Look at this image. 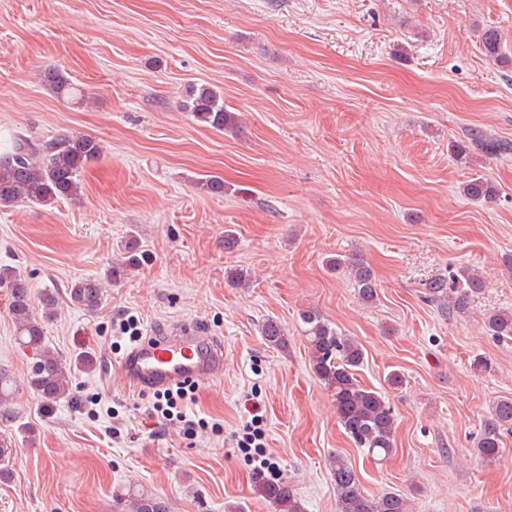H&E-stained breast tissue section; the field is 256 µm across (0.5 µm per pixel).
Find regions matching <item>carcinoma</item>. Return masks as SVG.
Listing matches in <instances>:
<instances>
[{
    "mask_svg": "<svg viewBox=\"0 0 512 512\" xmlns=\"http://www.w3.org/2000/svg\"><path fill=\"white\" fill-rule=\"evenodd\" d=\"M487 57L504 62L502 35L496 29H487L481 37ZM43 83L58 98L81 93L57 69L43 73ZM182 109L190 112L194 121L220 132L239 133L242 125L239 116L224 107L220 92L206 86H192L182 100ZM470 140L489 155L512 154V141H488L482 132L474 130ZM101 148L96 139L81 133L70 132L42 140L16 132L10 148L0 153V206L17 203L49 206L60 199L76 198L81 192V172L90 162L99 158ZM465 193L474 200L491 199L495 189L486 174H478L465 186ZM126 261L111 268L107 278L119 275L127 266H137L141 257L137 240L130 239L125 246ZM333 270H347L354 283L358 298L364 303L378 299V288L372 270L354 257L328 260ZM484 287L475 272L460 268L446 279L433 281L427 286L432 299L448 306L451 311H463L471 297ZM0 288L9 289L10 313L15 327L16 340L23 348L31 349L29 384L47 412L63 398H71L70 368L46 344L44 322L51 319L55 296L45 291L40 297L44 309L42 316L34 313L32 286L28 278L13 267H0ZM103 296L102 283L95 278H85L72 284L71 300L87 309L99 306ZM305 326L304 337L310 351L313 371L332 397L336 416L355 445L375 460H386L394 450L395 420L385 397L378 391L361 384L357 371L364 363V350L352 338L343 334L318 312L307 310L301 314ZM489 335L512 336V312L503 311L485 319ZM266 343L274 348L288 347V336L281 323L267 320L261 328ZM15 388L9 373L0 369V422H16L12 402ZM512 425V399L496 402L493 417L485 426L477 442L478 455L485 461L495 460L501 453L499 430ZM12 442L0 436V478L9 475L8 461L12 455ZM332 479L336 489L339 512H410L408 498L397 492L368 496L361 489L359 477L350 461L341 454L332 460ZM260 495L276 512H306L293 485L286 480H260ZM126 507L130 512H170L167 502L142 490L128 494Z\"/></svg>",
    "mask_w": 512,
    "mask_h": 512,
    "instance_id": "carcinoma-1",
    "label": "carcinoma"
}]
</instances>
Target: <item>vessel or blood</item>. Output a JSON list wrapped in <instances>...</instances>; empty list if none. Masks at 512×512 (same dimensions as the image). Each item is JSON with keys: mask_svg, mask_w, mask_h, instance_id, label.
Masks as SVG:
<instances>
[{"mask_svg": "<svg viewBox=\"0 0 512 512\" xmlns=\"http://www.w3.org/2000/svg\"><path fill=\"white\" fill-rule=\"evenodd\" d=\"M223 365L222 343L201 324L183 321L140 340L120 361L119 370L133 386L165 389L208 380Z\"/></svg>", "mask_w": 512, "mask_h": 512, "instance_id": "1", "label": "vessel or blood"}]
</instances>
